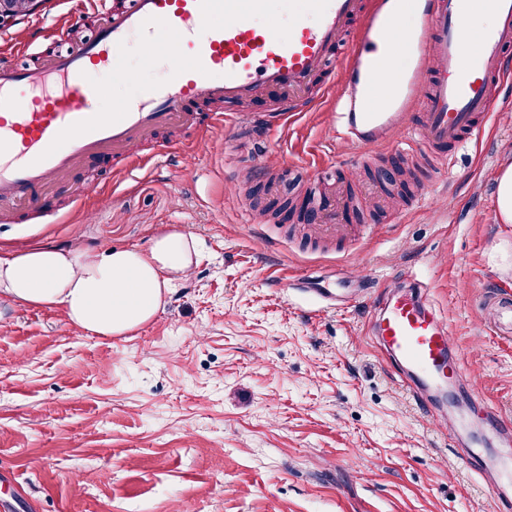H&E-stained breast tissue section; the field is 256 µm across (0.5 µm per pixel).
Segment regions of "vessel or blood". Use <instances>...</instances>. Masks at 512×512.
I'll use <instances>...</instances> for the list:
<instances>
[{
	"label": "vessel or blood",
	"instance_id": "vessel-or-blood-1",
	"mask_svg": "<svg viewBox=\"0 0 512 512\" xmlns=\"http://www.w3.org/2000/svg\"><path fill=\"white\" fill-rule=\"evenodd\" d=\"M277 0H129L104 10L97 34L54 55L38 68H22L0 55V209L31 210L47 189L84 158L112 157L126 168L137 141L171 128L200 133L241 123L239 115L197 106L244 100L264 88L284 93L278 116L287 123L306 111L325 88L316 80L339 62L342 94L336 112L349 143L369 148L408 127L420 112L430 147L478 138L479 117L497 104L498 87L512 79V0H486L494 23L479 49L464 55L467 26L463 0H308L288 26H281ZM423 18L420 28L399 31L407 11ZM222 25H211L215 14ZM178 63L167 79L142 85L136 94L100 109L97 78L112 73L131 39L148 49L167 38ZM403 46L408 64L385 107L369 99L391 50ZM378 332L398 377L413 392L464 385L458 356L448 351L449 329L416 290L387 298ZM462 461L477 472H496L490 489L502 507L512 506V444L470 446Z\"/></svg>",
	"mask_w": 512,
	"mask_h": 512
}]
</instances>
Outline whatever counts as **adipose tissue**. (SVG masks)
<instances>
[{
	"label": "adipose tissue",
	"instance_id": "obj_1",
	"mask_svg": "<svg viewBox=\"0 0 512 512\" xmlns=\"http://www.w3.org/2000/svg\"><path fill=\"white\" fill-rule=\"evenodd\" d=\"M194 247L177 232L148 251L53 248L0 254V295L59 309L77 330L118 336L150 321L175 280L187 276Z\"/></svg>",
	"mask_w": 512,
	"mask_h": 512
}]
</instances>
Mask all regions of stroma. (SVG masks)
<instances>
[{"label": "stroma", "instance_id": "obj_1", "mask_svg": "<svg viewBox=\"0 0 512 512\" xmlns=\"http://www.w3.org/2000/svg\"><path fill=\"white\" fill-rule=\"evenodd\" d=\"M91 0H45L0 25V51L92 36ZM169 44L131 41L100 81L101 109L164 80ZM257 145L227 125L135 142L145 168L81 161L37 217L0 212V252L146 249L167 229L194 244L148 323L77 333L59 310L0 297V512H497L457 457L455 419L512 421V335L485 293L512 291V225L496 188L512 160V89L481 138L361 153L336 136L339 81ZM181 143L178 151L166 150ZM323 188L344 231L277 224L259 206ZM328 273L347 308L305 291ZM421 284L450 332L475 402L432 416L375 337L384 294Z\"/></svg>", "mask_w": 512, "mask_h": 512}]
</instances>
